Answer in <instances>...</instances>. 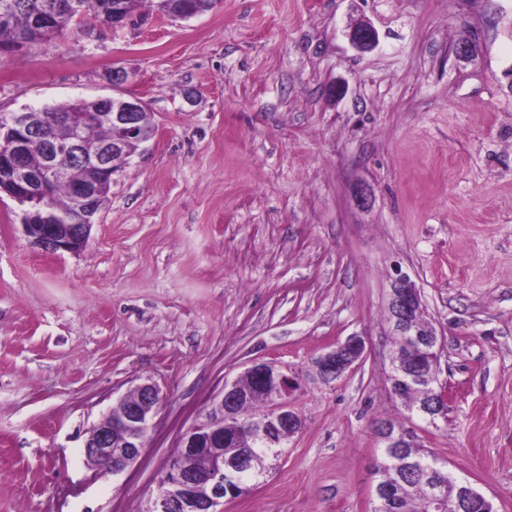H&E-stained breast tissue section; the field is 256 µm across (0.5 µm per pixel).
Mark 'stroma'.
<instances>
[{
  "label": "stroma",
  "mask_w": 512,
  "mask_h": 512,
  "mask_svg": "<svg viewBox=\"0 0 512 512\" xmlns=\"http://www.w3.org/2000/svg\"><path fill=\"white\" fill-rule=\"evenodd\" d=\"M360 22L373 50L349 44ZM116 69L155 134L81 251L32 247L0 198V512H144L225 382L255 360L306 370L353 334L362 361L307 383L277 468L224 512H372L375 423L405 414L388 377L398 268L448 396L446 418L408 426L512 512V0L144 7L0 55V113L111 95ZM146 381L166 401L143 456L93 477L85 431ZM348 37L351 45L361 52L372 49L379 42L378 31L369 23L351 27Z\"/></svg>",
  "instance_id": "stroma-1"
}]
</instances>
